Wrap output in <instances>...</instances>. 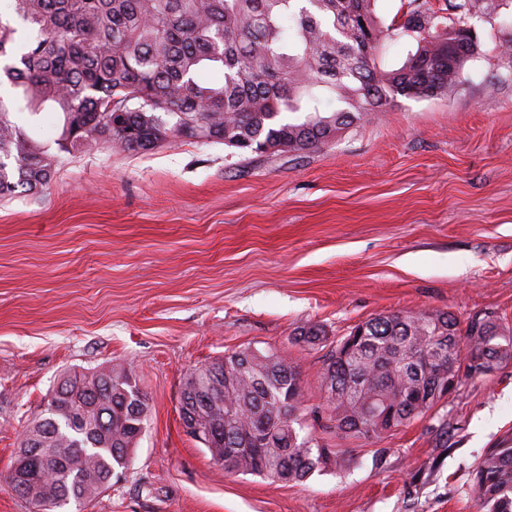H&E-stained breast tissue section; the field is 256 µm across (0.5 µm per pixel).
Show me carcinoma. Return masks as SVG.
Returning a JSON list of instances; mask_svg holds the SVG:
<instances>
[{
  "label": "carcinoma",
  "mask_w": 512,
  "mask_h": 512,
  "mask_svg": "<svg viewBox=\"0 0 512 512\" xmlns=\"http://www.w3.org/2000/svg\"><path fill=\"white\" fill-rule=\"evenodd\" d=\"M509 0H460L446 23L429 0H408L386 26L376 0H8L0 13V198L38 195L60 157L10 119L62 114L59 146L152 150L178 138L241 151L295 154L333 142L397 97L446 98L468 62L485 57L468 25L512 27ZM415 52L396 69L378 61L387 42ZM461 42L463 55L450 52ZM221 73L203 82L204 66ZM336 102L327 109L324 102ZM293 341H327L318 324ZM512 363V324L462 323L439 309L378 315L337 339L320 375L336 429L379 439L432 415L467 380ZM26 426L6 486L29 512L81 510L112 488L145 429L148 404L133 374L102 367L64 372ZM305 393L296 363L244 347L183 377V416L222 429L204 447L226 474L304 481L344 458L296 425ZM276 439L257 448L250 437ZM478 512H512V437L472 470Z\"/></svg>",
  "instance_id": "obj_1"
}]
</instances>
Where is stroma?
<instances>
[{
	"label": "stroma",
	"instance_id": "obj_1",
	"mask_svg": "<svg viewBox=\"0 0 512 512\" xmlns=\"http://www.w3.org/2000/svg\"><path fill=\"white\" fill-rule=\"evenodd\" d=\"M469 24L487 56L448 98H399L303 154L69 155L58 113H11L61 164L47 193L0 200V512H28L6 477L58 376L106 365L135 373L148 417L85 512H477L473 466L512 436V364L376 440L336 431L328 349L292 340L419 309L512 319V63L495 51L512 29ZM244 346L298 364L307 425L343 466L299 485L228 474L185 432L184 373Z\"/></svg>",
	"mask_w": 512,
	"mask_h": 512
}]
</instances>
